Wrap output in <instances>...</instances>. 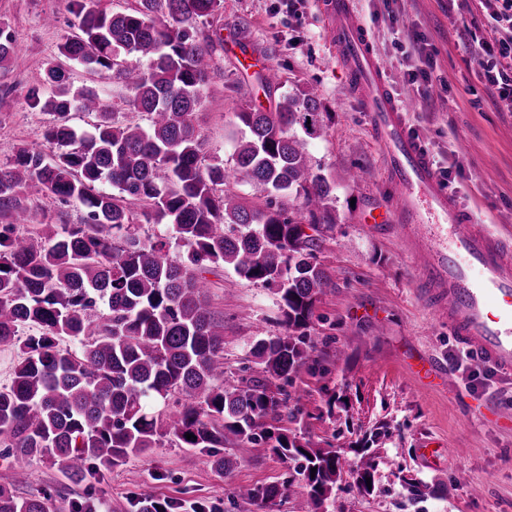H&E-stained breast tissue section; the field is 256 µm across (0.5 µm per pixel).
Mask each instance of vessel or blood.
Returning <instances> with one entry per match:
<instances>
[{
  "instance_id": "obj_1",
  "label": "vessel or blood",
  "mask_w": 512,
  "mask_h": 512,
  "mask_svg": "<svg viewBox=\"0 0 512 512\" xmlns=\"http://www.w3.org/2000/svg\"><path fill=\"white\" fill-rule=\"evenodd\" d=\"M336 58L385 151L391 203L363 222L396 224L425 303L480 366L512 373V236L475 223L442 186L407 124L352 0H327Z\"/></svg>"
}]
</instances>
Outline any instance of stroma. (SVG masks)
I'll return each mask as SVG.
<instances>
[{
    "mask_svg": "<svg viewBox=\"0 0 512 512\" xmlns=\"http://www.w3.org/2000/svg\"><path fill=\"white\" fill-rule=\"evenodd\" d=\"M381 58L394 95L413 106L409 124L427 149L443 184L476 223L512 232V106L492 98L480 76L468 30L487 34L482 0H353ZM20 58L0 86V157L17 145L52 153L43 138L52 115L28 104L29 90L51 66L63 69L74 87L106 91L110 110L126 111L125 93L110 79L61 57L57 45L74 35L70 0H0ZM247 23V45L274 66L286 92L309 87L328 116L324 134L311 141L312 162L336 179L337 222L322 233L317 262L329 284L314 308L312 335L318 340L316 367L302 368L299 422L292 430L327 442L346 457L374 438L378 466L374 489L364 493L342 476L327 512H512V375L480 370L470 391L465 373L451 372L447 385L411 378L409 362L421 356L449 365L460 347L447 325L437 322L417 293L411 264L388 224H363L360 216L388 198L379 150L368 115L347 90L336 60L329 20L318 0H224V10L205 30L219 49L214 78L195 117L206 157L235 164L232 137L242 128L238 112L269 108L253 71L232 47L234 27ZM421 33L433 60L426 93L407 82L420 67L408 31ZM364 170L351 182L349 170ZM208 305L224 321L227 382L257 372L249 346L260 336H280L274 287L256 285L224 268L209 274ZM486 419L471 417L472 407ZM443 440L452 456L437 464L422 457L425 441ZM0 441V486L20 497L52 490L56 512L90 494L100 512H132L147 492L169 499L175 512H308L306 492L287 463L265 448L237 460L230 474L213 470L196 448L161 445L131 458L106 476L74 483L47 458L33 459L27 483L14 481ZM280 484L271 501L240 499L241 486Z\"/></svg>",
    "mask_w": 512,
    "mask_h": 512,
    "instance_id": "obj_1",
    "label": "stroma"
}]
</instances>
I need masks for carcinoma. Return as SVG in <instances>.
<instances>
[{
	"mask_svg": "<svg viewBox=\"0 0 512 512\" xmlns=\"http://www.w3.org/2000/svg\"><path fill=\"white\" fill-rule=\"evenodd\" d=\"M71 8L78 34L59 53L115 80L147 124L119 119L97 92L50 67L28 99L54 115L44 138L55 152L17 146L0 163V346L20 353L0 387V437L15 482H26L35 457L52 458L78 482L166 441L209 457L234 444L237 458L264 444L294 464L310 512H323L346 470L370 492L371 445L356 448L348 466L337 449L280 426L298 422L283 385L316 351L310 320L328 284L317 253L321 229L336 223V178L315 171L308 151L323 131L321 100L299 88L269 111L237 113L247 131L235 140V168L219 158L206 165L194 115L217 45L201 26L224 0H136L125 12L71 0ZM17 59L13 35L0 27V74ZM73 111L96 116L91 131L76 132ZM232 179L265 193L264 206L245 203ZM43 192L79 203L83 221L46 223L26 204ZM284 197L300 206L284 207ZM134 201L145 223L172 226L186 258H169L164 237H141ZM220 267L277 286L285 328L251 345L259 375L229 385L221 383L224 323L207 302L206 274ZM26 325L40 333L21 337ZM63 337L75 349H61ZM280 495L274 484L239 490L248 501ZM51 502L46 492L20 498L0 487V512H50Z\"/></svg>",
	"mask_w": 512,
	"mask_h": 512,
	"instance_id": "obj_1",
	"label": "carcinoma"
}]
</instances>
